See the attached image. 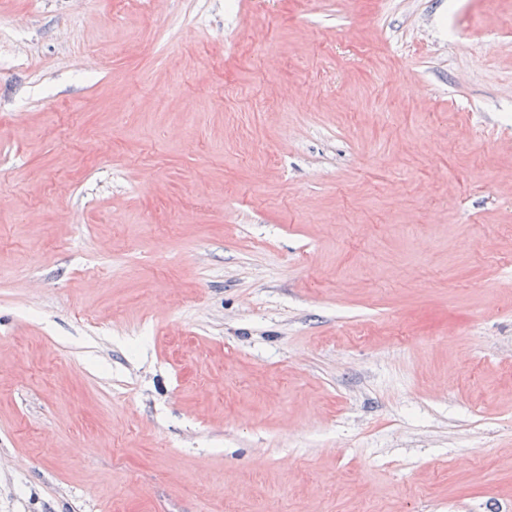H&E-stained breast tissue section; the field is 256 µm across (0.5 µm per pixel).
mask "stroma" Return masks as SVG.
<instances>
[{"label": "stroma", "mask_w": 512, "mask_h": 512, "mask_svg": "<svg viewBox=\"0 0 512 512\" xmlns=\"http://www.w3.org/2000/svg\"><path fill=\"white\" fill-rule=\"evenodd\" d=\"M0 512H512V0H0Z\"/></svg>", "instance_id": "stroma-1"}]
</instances>
